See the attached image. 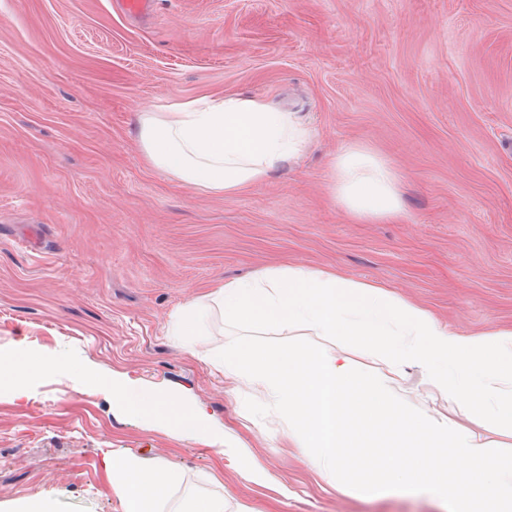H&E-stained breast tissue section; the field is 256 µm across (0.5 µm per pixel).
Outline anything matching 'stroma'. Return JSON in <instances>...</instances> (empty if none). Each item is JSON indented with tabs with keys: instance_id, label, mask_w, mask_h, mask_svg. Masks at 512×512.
<instances>
[{
	"instance_id": "stroma-1",
	"label": "stroma",
	"mask_w": 512,
	"mask_h": 512,
	"mask_svg": "<svg viewBox=\"0 0 512 512\" xmlns=\"http://www.w3.org/2000/svg\"><path fill=\"white\" fill-rule=\"evenodd\" d=\"M227 93L264 97L311 130L296 160L233 195L150 167L137 114ZM361 143L405 186L403 224H353L332 163ZM303 264L382 284L460 333L512 328V0H0V350L25 340L58 366L0 394V505L121 512L105 457L175 465L187 494L226 512H447L425 491L336 487L288 445L264 397L204 362L287 333L212 315L194 353L172 314L269 267ZM105 378L75 390L76 367ZM174 391L250 448L267 474L226 466L224 447L112 405L110 379ZM412 409L498 435L418 371Z\"/></svg>"
}]
</instances>
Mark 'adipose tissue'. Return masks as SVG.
Segmentation results:
<instances>
[{
    "label": "adipose tissue",
    "instance_id": "adipose-tissue-1",
    "mask_svg": "<svg viewBox=\"0 0 512 512\" xmlns=\"http://www.w3.org/2000/svg\"><path fill=\"white\" fill-rule=\"evenodd\" d=\"M138 123L149 166L227 195L264 182L310 136L293 113L232 93L144 111ZM333 180L334 198L352 221L406 220L393 166L368 146L341 148ZM215 309L228 325L276 327L295 336L283 349L245 343L213 351L206 361L261 393L286 425L289 444L303 449L324 479L374 494L418 485L440 493L455 512H512V455L489 454L468 428L414 412L396 393L408 370H419L435 396L512 437V331L463 336L384 286L301 264L224 282L177 309L171 335L191 349ZM314 336L319 344H311ZM352 349L370 358L373 370H359ZM57 364L20 343L0 354V380L12 382L14 399H25L28 380ZM111 385L120 410L174 435L191 432L207 443L218 436L206 410L181 394L125 377ZM106 463L122 512H164L180 480L175 466L151 468L118 451Z\"/></svg>",
    "mask_w": 512,
    "mask_h": 512
}]
</instances>
